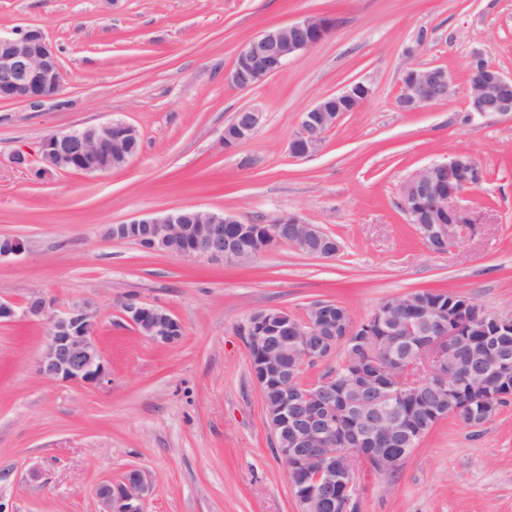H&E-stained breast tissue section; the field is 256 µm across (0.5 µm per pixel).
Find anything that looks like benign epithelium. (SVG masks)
Here are the masks:
<instances>
[{
  "mask_svg": "<svg viewBox=\"0 0 512 512\" xmlns=\"http://www.w3.org/2000/svg\"><path fill=\"white\" fill-rule=\"evenodd\" d=\"M333 20L307 17L287 26H273L251 38L236 56L224 80L241 91L252 90L278 73L288 60L328 37ZM65 74L54 46L39 29L11 35L0 33V102L38 104L56 97ZM469 112L512 116V76L503 74L477 52L468 67ZM451 89L448 69L440 65L409 64L401 71L397 105L414 112L444 101ZM371 87L354 83L334 94L360 107ZM320 97L300 116L289 152L299 158L315 153L344 113ZM261 115L253 108L236 112L224 128V148L251 139ZM139 133L123 121H111L45 136L40 145L38 174L55 171L106 173L122 167L136 153ZM482 181V171L467 154L434 162L414 172L402 185L400 207L435 251L451 248L468 225V210L460 200ZM112 238L146 244L147 250L190 258L247 264L276 244H289L317 258L330 259L339 243L295 214L284 213L255 229L235 213L196 207L163 215L134 217L112 225ZM0 260L25 252L24 241L0 239ZM123 314L137 331L160 344L179 339L182 324L164 306L135 296L123 300ZM44 321L39 373L48 380L95 386L107 373L97 340V321L89 305L73 304L61 311L44 296L22 307L0 300V322L17 316ZM464 309L448 313L423 308L412 295L379 307L363 327L348 320L336 329L332 303L317 302L300 320L283 310L254 313L244 330L247 347L259 360L253 378L259 387L274 443L289 471V487L299 512H351L362 462L381 473L398 467L417 447L448 408L479 407L485 421L499 408L495 392L512 376V349L487 341L468 344L465 356L458 347L465 335ZM347 341L364 337L370 373H357L341 382L332 373L300 393V371L308 362H322L332 352L328 337ZM409 349L425 378L393 389L387 374ZM477 420V421H479ZM472 419L470 423L475 425ZM151 483L141 472L96 488L99 512H146Z\"/></svg>",
  "mask_w": 512,
  "mask_h": 512,
  "instance_id": "1",
  "label": "benign epithelium"
}]
</instances>
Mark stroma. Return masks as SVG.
Listing matches in <instances>:
<instances>
[{
  "label": "stroma",
  "mask_w": 512,
  "mask_h": 512,
  "mask_svg": "<svg viewBox=\"0 0 512 512\" xmlns=\"http://www.w3.org/2000/svg\"><path fill=\"white\" fill-rule=\"evenodd\" d=\"M325 15V40L250 91L224 81L248 40ZM42 29L66 81L39 104L0 102V298L90 304L109 376L100 386L38 373L47 325L0 323V503L7 512H99L95 489L133 469L147 512H298L253 380L244 329L258 311L305 318L332 301L361 322L422 289L512 311V118L470 116L473 52L512 74V0H0V32ZM441 65L447 100L397 107L406 64ZM370 97L320 149L292 157L300 115L355 82ZM257 109L254 136L224 148V127ZM119 119L140 149L108 173L14 165L50 133ZM483 171L465 195L474 226L436 252L399 207L415 171L454 155ZM199 207L266 224L299 215L335 237L320 259L277 244L241 267L148 253L111 225ZM162 305L183 334L160 345L121 310ZM356 512H512V403L478 427L437 423L392 472L361 467Z\"/></svg>",
  "instance_id": "stroma-1"
}]
</instances>
